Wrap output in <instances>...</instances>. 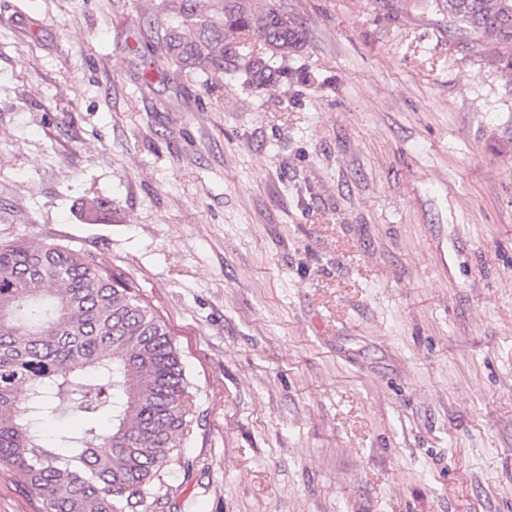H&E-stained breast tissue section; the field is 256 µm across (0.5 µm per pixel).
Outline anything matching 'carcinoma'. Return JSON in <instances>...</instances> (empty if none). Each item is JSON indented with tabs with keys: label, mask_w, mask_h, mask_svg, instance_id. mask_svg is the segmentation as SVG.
<instances>
[{
	"label": "carcinoma",
	"mask_w": 512,
	"mask_h": 512,
	"mask_svg": "<svg viewBox=\"0 0 512 512\" xmlns=\"http://www.w3.org/2000/svg\"><path fill=\"white\" fill-rule=\"evenodd\" d=\"M169 0L182 25L164 50L179 67L239 71L255 88L302 52L303 26L257 0ZM457 39L477 36L512 69V0H430ZM188 382L166 324L121 273L59 244L0 242V465L17 471L47 512H138L190 426ZM68 411L86 421L47 442L39 425Z\"/></svg>",
	"instance_id": "carcinoma-1"
}]
</instances>
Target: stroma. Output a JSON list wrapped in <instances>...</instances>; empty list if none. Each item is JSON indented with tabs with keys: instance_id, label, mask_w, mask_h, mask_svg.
Masks as SVG:
<instances>
[{
	"instance_id": "35a3bbf8",
	"label": "stroma",
	"mask_w": 512,
	"mask_h": 512,
	"mask_svg": "<svg viewBox=\"0 0 512 512\" xmlns=\"http://www.w3.org/2000/svg\"><path fill=\"white\" fill-rule=\"evenodd\" d=\"M265 2L308 43L257 89L176 70L164 0H0V241L111 265L180 348L139 512H512V72L433 8Z\"/></svg>"
}]
</instances>
